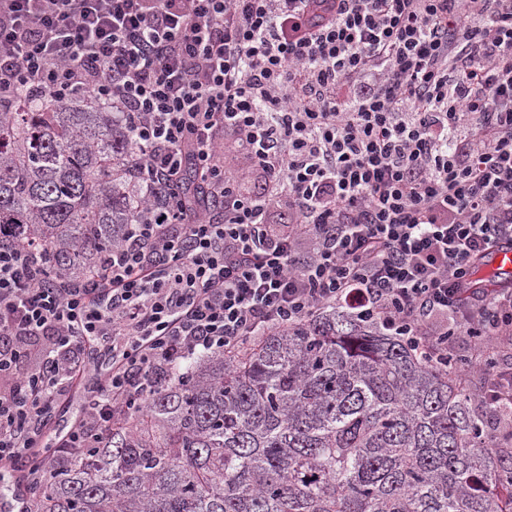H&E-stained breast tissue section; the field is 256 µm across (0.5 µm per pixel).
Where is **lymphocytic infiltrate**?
I'll return each mask as SVG.
<instances>
[{
    "mask_svg": "<svg viewBox=\"0 0 512 512\" xmlns=\"http://www.w3.org/2000/svg\"><path fill=\"white\" fill-rule=\"evenodd\" d=\"M22 88L121 113L147 195L92 280L0 250V492L193 357L336 305L431 362L470 338L461 377L512 429V289L470 286L512 243V0H0V102Z\"/></svg>",
    "mask_w": 512,
    "mask_h": 512,
    "instance_id": "f902f5d3",
    "label": "lymphocytic infiltrate"
}]
</instances>
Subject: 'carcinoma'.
<instances>
[{"label": "carcinoma", "mask_w": 512, "mask_h": 512, "mask_svg": "<svg viewBox=\"0 0 512 512\" xmlns=\"http://www.w3.org/2000/svg\"><path fill=\"white\" fill-rule=\"evenodd\" d=\"M18 104L0 107V248L42 242L47 276L89 279L137 221V143L84 98ZM460 364L330 307L195 358L19 496L40 512H512V448Z\"/></svg>", "instance_id": "cac0c4a2"}]
</instances>
